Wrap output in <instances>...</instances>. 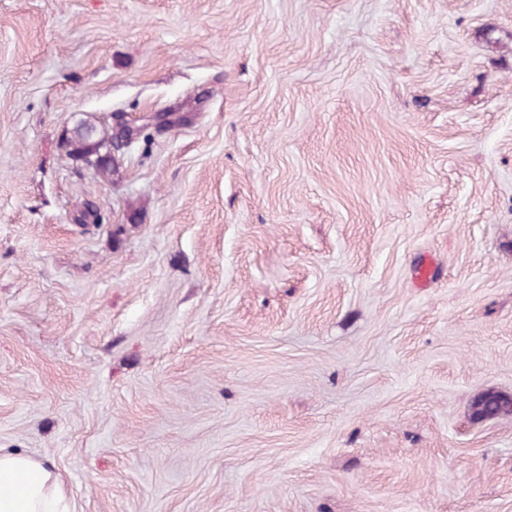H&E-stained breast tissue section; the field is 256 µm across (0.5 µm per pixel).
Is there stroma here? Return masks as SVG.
Returning a JSON list of instances; mask_svg holds the SVG:
<instances>
[{
    "instance_id": "35a3bbf8",
    "label": "stroma",
    "mask_w": 512,
    "mask_h": 512,
    "mask_svg": "<svg viewBox=\"0 0 512 512\" xmlns=\"http://www.w3.org/2000/svg\"><path fill=\"white\" fill-rule=\"evenodd\" d=\"M488 393L512 0H0V448L74 512H512Z\"/></svg>"
}]
</instances>
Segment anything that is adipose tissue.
I'll list each match as a JSON object with an SVG mask.
<instances>
[{"label": "adipose tissue", "mask_w": 512, "mask_h": 512, "mask_svg": "<svg viewBox=\"0 0 512 512\" xmlns=\"http://www.w3.org/2000/svg\"><path fill=\"white\" fill-rule=\"evenodd\" d=\"M0 512H72L57 475L31 456L0 449Z\"/></svg>", "instance_id": "1"}]
</instances>
